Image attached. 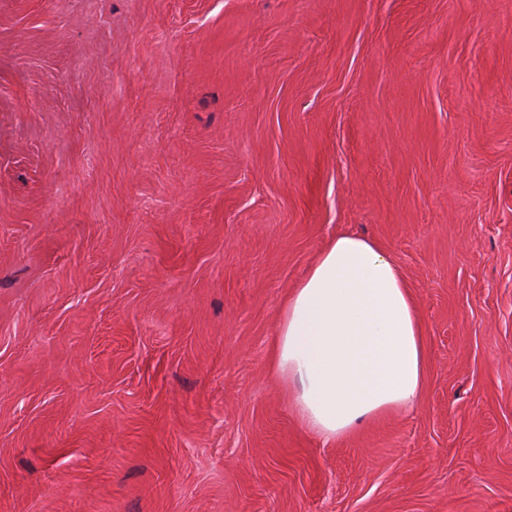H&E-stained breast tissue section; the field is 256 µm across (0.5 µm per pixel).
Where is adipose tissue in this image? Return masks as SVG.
Returning <instances> with one entry per match:
<instances>
[{
    "instance_id": "obj_1",
    "label": "adipose tissue",
    "mask_w": 512,
    "mask_h": 512,
    "mask_svg": "<svg viewBox=\"0 0 512 512\" xmlns=\"http://www.w3.org/2000/svg\"><path fill=\"white\" fill-rule=\"evenodd\" d=\"M275 347L301 424L327 442L421 394L424 338L410 290L393 259L354 234L334 238L294 289Z\"/></svg>"
}]
</instances>
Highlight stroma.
I'll return each mask as SVG.
<instances>
[{
    "label": "stroma",
    "mask_w": 512,
    "mask_h": 512,
    "mask_svg": "<svg viewBox=\"0 0 512 512\" xmlns=\"http://www.w3.org/2000/svg\"><path fill=\"white\" fill-rule=\"evenodd\" d=\"M342 233L426 369L326 442L272 349ZM0 512H512V0H0Z\"/></svg>",
    "instance_id": "35a3bbf8"
}]
</instances>
